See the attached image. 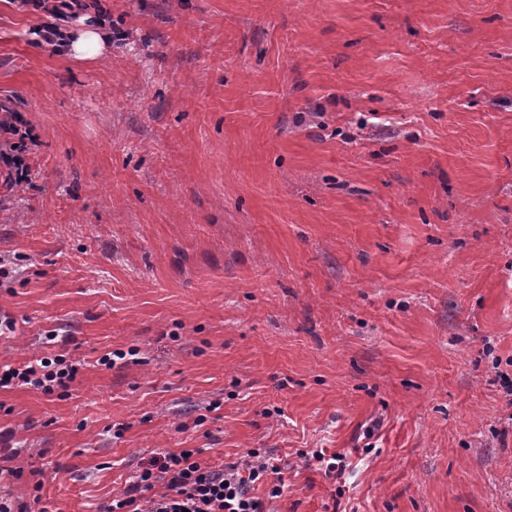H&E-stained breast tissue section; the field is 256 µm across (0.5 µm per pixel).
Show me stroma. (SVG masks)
<instances>
[{
  "instance_id": "stroma-1",
  "label": "stroma",
  "mask_w": 512,
  "mask_h": 512,
  "mask_svg": "<svg viewBox=\"0 0 512 512\" xmlns=\"http://www.w3.org/2000/svg\"><path fill=\"white\" fill-rule=\"evenodd\" d=\"M86 2L95 61L0 0V109L42 142L0 180V361L83 362L0 391L14 498L257 449L272 512H512V0ZM67 35L66 48L70 55L77 60H96L105 56L112 41V33L106 25L90 18L81 19L78 24L62 23ZM40 39L56 50L64 48L65 43L59 26L54 23H44L36 28ZM81 363L65 353L53 357H35L15 366L0 362V390L25 388L52 396L67 395L75 381Z\"/></svg>"
}]
</instances>
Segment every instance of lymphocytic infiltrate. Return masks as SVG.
<instances>
[{
	"instance_id": "obj_1",
	"label": "lymphocytic infiltrate",
	"mask_w": 512,
	"mask_h": 512,
	"mask_svg": "<svg viewBox=\"0 0 512 512\" xmlns=\"http://www.w3.org/2000/svg\"><path fill=\"white\" fill-rule=\"evenodd\" d=\"M40 140L20 113L0 119V170L19 185L31 176L29 156ZM81 363L65 354L35 357L21 365L0 362V390L25 388L46 396L66 395ZM281 468L274 457L253 449L238 461L214 466L193 452L159 453L133 475L123 493L103 512H268V503L282 496ZM268 484L266 497L253 493Z\"/></svg>"
}]
</instances>
